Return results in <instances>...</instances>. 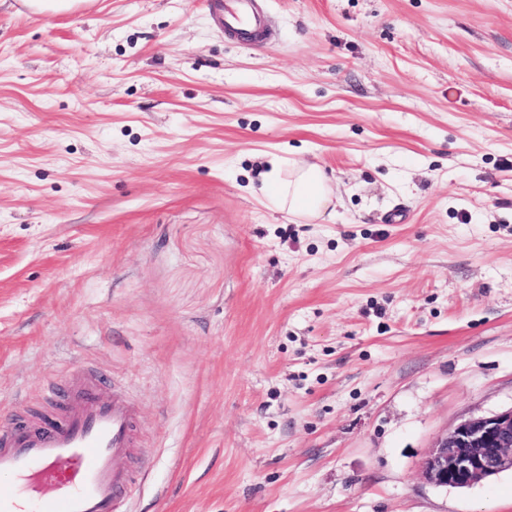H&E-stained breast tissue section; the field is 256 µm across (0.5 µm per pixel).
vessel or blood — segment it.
<instances>
[{"mask_svg":"<svg viewBox=\"0 0 512 512\" xmlns=\"http://www.w3.org/2000/svg\"><path fill=\"white\" fill-rule=\"evenodd\" d=\"M258 0H225L224 28L240 41L262 35ZM79 404L58 419H17L0 428V512H127L133 492L119 459L133 446L134 412L98 378L81 380ZM56 485L52 495L28 499L27 490Z\"/></svg>","mask_w":512,"mask_h":512,"instance_id":"1","label":"vessel or blood"}]
</instances>
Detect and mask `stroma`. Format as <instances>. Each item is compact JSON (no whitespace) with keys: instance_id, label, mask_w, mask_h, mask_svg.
<instances>
[{"instance_id":"35a3bbf8","label":"stroma","mask_w":512,"mask_h":512,"mask_svg":"<svg viewBox=\"0 0 512 512\" xmlns=\"http://www.w3.org/2000/svg\"><path fill=\"white\" fill-rule=\"evenodd\" d=\"M218 2L0 5V423L107 374L132 512H512L421 476L512 408V0ZM258 0H225L224 29L240 41L253 43L262 36L263 18ZM264 174L261 191L281 209L291 213L320 217L332 204V190L324 169L316 163L272 161Z\"/></svg>"}]
</instances>
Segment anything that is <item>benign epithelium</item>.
<instances>
[{
    "mask_svg": "<svg viewBox=\"0 0 512 512\" xmlns=\"http://www.w3.org/2000/svg\"><path fill=\"white\" fill-rule=\"evenodd\" d=\"M421 469L433 486L455 489L512 471V408L458 423L437 440Z\"/></svg>",
    "mask_w": 512,
    "mask_h": 512,
    "instance_id": "obj_1",
    "label": "benign epithelium"
}]
</instances>
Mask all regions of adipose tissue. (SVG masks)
I'll return each mask as SVG.
<instances>
[{"mask_svg": "<svg viewBox=\"0 0 512 512\" xmlns=\"http://www.w3.org/2000/svg\"><path fill=\"white\" fill-rule=\"evenodd\" d=\"M261 190L291 213L322 216L332 204V190L324 169L315 163L282 165L273 162Z\"/></svg>", "mask_w": 512, "mask_h": 512, "instance_id": "adipose-tissue-1", "label": "adipose tissue"}]
</instances>
